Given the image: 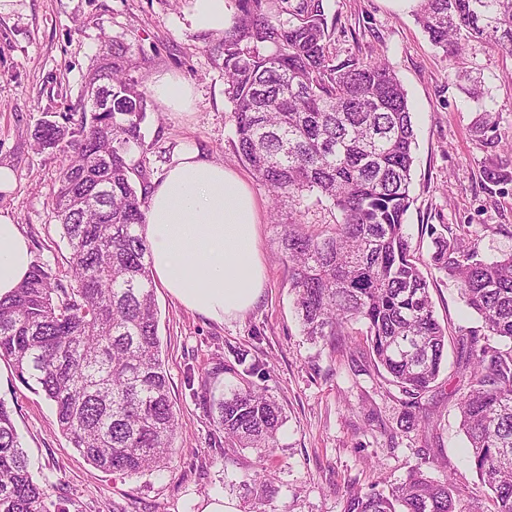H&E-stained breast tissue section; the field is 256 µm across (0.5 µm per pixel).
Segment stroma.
I'll return each mask as SVG.
<instances>
[{"mask_svg": "<svg viewBox=\"0 0 512 512\" xmlns=\"http://www.w3.org/2000/svg\"><path fill=\"white\" fill-rule=\"evenodd\" d=\"M190 8L191 0H0V165L15 175L13 189L0 192V212L21 224L35 260L49 262L64 278L69 251L52 216L51 194L68 157L41 149L35 130L43 119L78 109L88 71L116 40L129 47L136 63L131 75L142 90L166 73L193 90L185 112L157 100L149 105L144 144L133 152L144 177L158 179L187 150L240 174L259 204L266 267L256 305L221 324L157 288L159 335L179 418L177 447L161 470L127 477L92 467L61 434L52 402L0 360V399L13 410L34 480L63 499L68 512H204L217 498L248 512L247 488L266 469L279 510L342 512L349 492L385 488L418 467L438 480L465 473L462 504L490 512V493L471 470L457 410L464 383L456 368L458 338L481 322L456 282L432 265L431 239L421 227L451 229L488 261L512 252V183L481 184L489 163L512 172V55L473 41L460 55L446 56L396 0H326L336 20L331 52L389 63L413 113V203L404 232L448 329V361L419 402L430 426L407 432L399 424L407 396L377 369L362 324H353L351 348L343 353L304 336L268 220L271 193L233 147L222 38L192 30ZM359 16L369 18L367 27H355ZM465 72L480 74L482 98L462 90L458 76ZM483 112L495 120L497 146L482 143L475 131ZM255 362L261 372L245 373V364ZM213 376L224 387L250 383L284 407L287 421L270 460L225 445L205 398L204 382Z\"/></svg>", "mask_w": 512, "mask_h": 512, "instance_id": "stroma-1", "label": "stroma"}]
</instances>
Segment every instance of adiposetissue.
<instances>
[{
	"label": "adipose tissue",
	"mask_w": 512,
	"mask_h": 512,
	"mask_svg": "<svg viewBox=\"0 0 512 512\" xmlns=\"http://www.w3.org/2000/svg\"><path fill=\"white\" fill-rule=\"evenodd\" d=\"M234 13L232 0H193L188 21L192 30L219 33ZM145 217L154 278L182 306L221 323L257 302L265 286L260 210L238 173L183 153L153 182ZM33 263L20 224L0 214V298Z\"/></svg>",
	"instance_id": "ef3b65f1"
}]
</instances>
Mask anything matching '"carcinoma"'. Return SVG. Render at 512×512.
Here are the masks:
<instances>
[{"label": "carcinoma", "mask_w": 512, "mask_h": 512, "mask_svg": "<svg viewBox=\"0 0 512 512\" xmlns=\"http://www.w3.org/2000/svg\"><path fill=\"white\" fill-rule=\"evenodd\" d=\"M224 29L225 94L240 158L272 192V218L303 334L313 342L351 336L360 322L378 365L411 398L412 411L447 359L446 328L416 265L403 219L413 198L415 131L407 92L384 62L330 55L324 0H235ZM417 22L447 55L485 41L512 55V0H416ZM129 47L114 42L86 78L112 92V111L41 122L44 149L71 153L52 194V214L70 251L65 286L37 261L0 298V359L56 408L60 432L93 467L137 475L166 464L178 434L158 334L150 250L143 236L146 191L130 154L143 146L146 93L128 72ZM481 115V142L496 144ZM498 186L512 175L484 166ZM111 188L98 194L97 185ZM288 221H279L282 205ZM332 217L310 224L311 206ZM432 265L454 278L482 321L458 340L467 391L460 425L493 512H512V254L487 261L453 233L430 228ZM505 342L495 346L490 339ZM224 439L271 456L286 416L250 385L209 396ZM461 473L443 480L419 468L386 490L347 494L343 512H482L454 497ZM251 512H277L265 476L253 480ZM0 512H65L28 470L12 409L0 400Z\"/></svg>", "instance_id": "cac0c4a2"}]
</instances>
